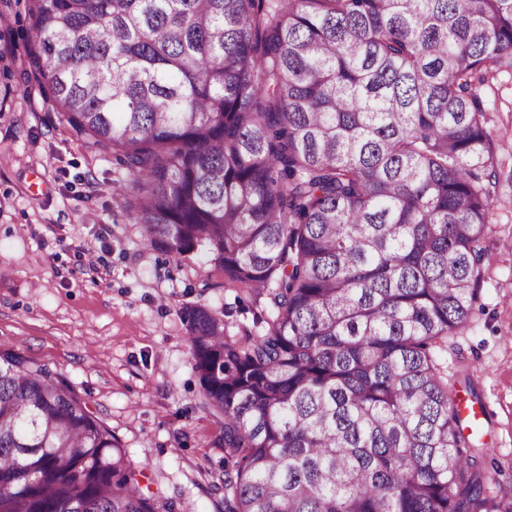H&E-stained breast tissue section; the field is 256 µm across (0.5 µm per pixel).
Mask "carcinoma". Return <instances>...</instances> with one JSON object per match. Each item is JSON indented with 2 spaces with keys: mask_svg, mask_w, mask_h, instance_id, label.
Returning a JSON list of instances; mask_svg holds the SVG:
<instances>
[{
  "mask_svg": "<svg viewBox=\"0 0 512 512\" xmlns=\"http://www.w3.org/2000/svg\"><path fill=\"white\" fill-rule=\"evenodd\" d=\"M30 69L118 156L146 247L261 308L181 312L224 512H512L441 352L498 163L512 0H26ZM68 380L0 349V512H180Z\"/></svg>",
  "mask_w": 512,
  "mask_h": 512,
  "instance_id": "obj_1",
  "label": "carcinoma"
}]
</instances>
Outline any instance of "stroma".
I'll use <instances>...</instances> for the list:
<instances>
[{
  "instance_id": "stroma-1",
  "label": "stroma",
  "mask_w": 512,
  "mask_h": 512,
  "mask_svg": "<svg viewBox=\"0 0 512 512\" xmlns=\"http://www.w3.org/2000/svg\"><path fill=\"white\" fill-rule=\"evenodd\" d=\"M22 0H0V59L27 66ZM500 167L488 215L485 277L469 324L448 339L459 395L485 406L477 441L512 487V66L477 85ZM128 170L88 149L55 110L47 78L0 77V347L73 383L93 415L144 468L141 484L185 512H224V445L198 407L184 306L251 324L250 300L199 253L143 247L119 207ZM92 252L94 264L83 263Z\"/></svg>"
}]
</instances>
